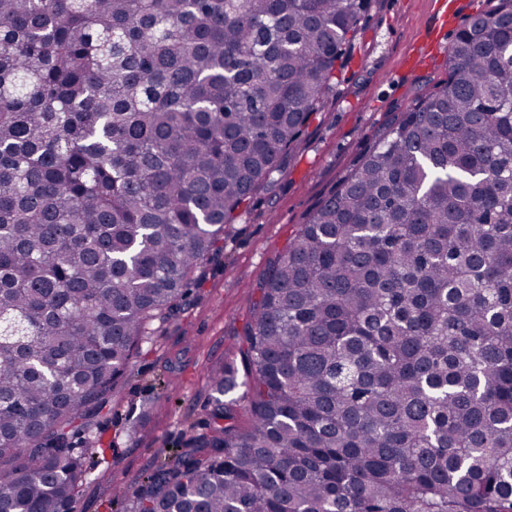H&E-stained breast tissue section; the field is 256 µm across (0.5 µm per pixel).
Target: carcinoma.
<instances>
[{
  "label": "carcinoma",
  "mask_w": 512,
  "mask_h": 512,
  "mask_svg": "<svg viewBox=\"0 0 512 512\" xmlns=\"http://www.w3.org/2000/svg\"><path fill=\"white\" fill-rule=\"evenodd\" d=\"M370 0H0V512H77L95 417L283 168ZM247 379L129 512H512V0L270 266ZM251 394L247 429L222 397ZM90 436L77 448L79 435Z\"/></svg>",
  "instance_id": "carcinoma-1"
}]
</instances>
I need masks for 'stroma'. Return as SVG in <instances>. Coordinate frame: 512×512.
Listing matches in <instances>:
<instances>
[{
    "mask_svg": "<svg viewBox=\"0 0 512 512\" xmlns=\"http://www.w3.org/2000/svg\"><path fill=\"white\" fill-rule=\"evenodd\" d=\"M434 0H373L336 85L281 172L224 228V252L207 263L180 310L135 353L100 419L108 451L83 485L80 512H127L112 490L132 491L163 448L204 432L210 375L245 370L244 331L271 261L368 153L394 115L448 77V47L465 19L490 0H455L446 22Z\"/></svg>",
    "mask_w": 512,
    "mask_h": 512,
    "instance_id": "obj_1",
    "label": "stroma"
}]
</instances>
